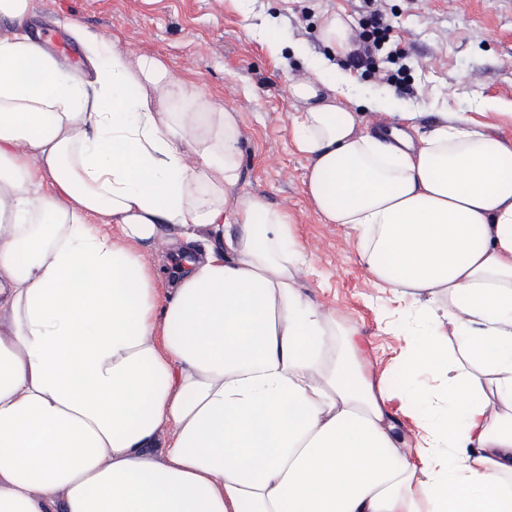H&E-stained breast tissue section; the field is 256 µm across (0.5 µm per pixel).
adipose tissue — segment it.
<instances>
[{"instance_id": "adipose-tissue-1", "label": "adipose tissue", "mask_w": 512, "mask_h": 512, "mask_svg": "<svg viewBox=\"0 0 512 512\" xmlns=\"http://www.w3.org/2000/svg\"><path fill=\"white\" fill-rule=\"evenodd\" d=\"M31 11L0 0V512H512V140L380 100L363 129L338 14L287 80L313 207L418 307L402 386L442 385L407 450L288 212L238 190L239 113L111 37L65 68ZM170 248L161 243L150 253L149 260L153 263L160 287L170 288L177 275L178 262Z\"/></svg>"}]
</instances>
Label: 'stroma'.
Returning a JSON list of instances; mask_svg holds the SVG:
<instances>
[{"label":"stroma","mask_w":512,"mask_h":512,"mask_svg":"<svg viewBox=\"0 0 512 512\" xmlns=\"http://www.w3.org/2000/svg\"><path fill=\"white\" fill-rule=\"evenodd\" d=\"M386 9L408 52L409 81L397 88L337 57L354 82L356 104L392 97L400 110L419 113L426 131L438 113L476 111L477 95L512 101V0H386ZM335 13L358 31L360 0H33L30 21L33 32L53 29L70 44L57 54L66 66H84L83 40L114 34L126 55L163 57L175 78H192L239 112V192L288 211L310 260L300 277L304 294L359 332L372 383L395 387L410 338L386 323L403 303L375 286L347 229L315 212L305 186L310 161L290 136L295 106L285 79L307 76V59L327 54L319 29ZM270 19L284 45L278 58L262 40Z\"/></svg>","instance_id":"obj_1"}]
</instances>
